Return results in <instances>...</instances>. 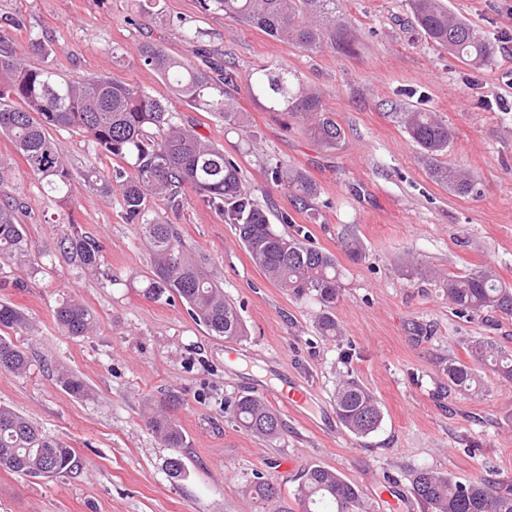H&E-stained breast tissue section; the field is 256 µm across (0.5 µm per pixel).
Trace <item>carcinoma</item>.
Listing matches in <instances>:
<instances>
[{
	"label": "carcinoma",
	"instance_id": "cac0c4a2",
	"mask_svg": "<svg viewBox=\"0 0 512 512\" xmlns=\"http://www.w3.org/2000/svg\"><path fill=\"white\" fill-rule=\"evenodd\" d=\"M205 11H221L224 17L242 22L281 42L304 50H315L325 40L349 47L347 31L340 22V0H199ZM418 26L437 46L447 49L473 67L487 65L493 46L483 32L467 20L452 16L442 0H410ZM161 27L181 33L188 44L199 41L200 31L178 17L156 14ZM143 67L155 72L168 94L152 95L140 87L116 82L105 75L70 80L52 67L26 64L8 45L0 46V134L7 136L22 156L28 172L46 188L58 205L71 202L73 172L58 150L52 130L67 129L87 138L91 150L120 161L111 171L95 166L83 179L96 192L109 196L119 192L126 221L139 224L150 255V270L140 282L143 297L166 302L179 301L193 322L207 334L236 342L246 331L237 307L224 298V290L208 277L207 258L192 255L175 225L150 207L153 200L180 205L184 191H194L200 200L234 226L239 241L267 280L297 300L319 305L317 328L335 339L341 329L333 310L340 295L341 270L336 257L308 241L304 228L281 233L255 203L245 187L240 166L224 147L177 121L172 99L210 112L228 129L243 126L241 113L224 97V70L215 63L201 67L189 59L172 55L163 42L143 41L135 46ZM246 91L267 112H280L299 119L314 142L335 149L346 138L335 114L323 104L319 93L286 67H262L249 75ZM412 141L428 162L429 175L448 190L466 196L477 192V180L468 170L438 163L448 150V126L433 113L418 110L398 113ZM270 182L288 191L303 206L319 196L317 183L305 172L269 169ZM23 205L10 198L0 200V259L29 260L27 238L18 213ZM68 230L57 241L59 251L69 255L86 271L98 269L103 246L85 235L67 214ZM343 249L353 262L363 258L360 240L349 235ZM443 288L458 316L473 320L489 311L512 316V288L501 284L490 267L464 275L443 278ZM65 335L80 338L92 334L96 318L82 303L66 299L54 311ZM27 326L26 317L13 304L0 302V327L9 330ZM469 360L448 359L444 371L448 382L468 393L480 385L479 369L486 368L499 379L512 383V354L485 337L467 343ZM30 360L11 337L0 335V372L22 375ZM57 382L71 396L83 399L89 389L79 375L59 369ZM179 399L171 395L147 415L146 425L163 444L173 449L166 468L172 477L182 472L180 449L186 438L174 411ZM336 414L354 435L375 432L383 419L379 401L353 378L342 381L335 395ZM224 412L250 435L266 440L279 437L283 422L279 414L259 396L242 393L224 400ZM78 466L73 449L49 438L28 419L0 406V468L31 477H61ZM250 492L272 501L277 489L261 471L252 473ZM412 494L424 512H512V481L480 478L458 481L427 469L416 472ZM295 499L300 512H357L361 490L338 472L324 466L305 471Z\"/></svg>",
	"mask_w": 512,
	"mask_h": 512
}]
</instances>
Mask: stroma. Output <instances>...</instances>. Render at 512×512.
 Wrapping results in <instances>:
<instances>
[{
	"label": "stroma",
	"instance_id": "1",
	"mask_svg": "<svg viewBox=\"0 0 512 512\" xmlns=\"http://www.w3.org/2000/svg\"><path fill=\"white\" fill-rule=\"evenodd\" d=\"M449 12L476 24L491 43L492 61L475 68L435 46L415 25L408 0H342L351 50L324 45L306 51L257 29L202 13L198 0H158L164 14L212 32L206 49L232 74L225 86L246 115L230 132L209 113L175 102L180 121L221 144L272 224L290 215L285 232L304 227L314 245L334 254L343 271L335 315L343 340L319 334L318 306L299 301L267 281L238 241L232 225L187 192L179 208L157 202L189 248L205 254L207 269L241 314L247 336L227 342L209 336L180 303L139 295L134 277L150 256L140 225L123 217L120 196L102 198L75 179L73 217L100 241L99 269L85 273L56 248L65 225L59 208L32 178L12 142L0 135V161L11 168L0 198L25 202L24 230L42 268L28 273L0 263V301L24 312L30 333L13 334L28 354L26 374L0 373V405L73 448L78 472L32 478L0 469V512H295L294 492L304 472L321 465L357 484L366 512H389L378 497L383 479L408 493L414 473L429 469L459 481L494 476L512 480V383L482 378V394L457 391L443 371L465 358L464 344L491 337L512 353V317L457 316L440 285L443 274L491 266L512 287V111L489 108L512 97V0H443ZM0 37L35 66L51 65L78 79L103 73L162 92L133 52L144 40L164 38L171 54L195 58L197 48L148 19H133L131 0H0ZM46 41L49 56L31 53ZM124 56L113 59V48ZM286 65L315 87L346 131L342 146L309 140L294 119L263 110L245 91V78L267 65ZM424 110L447 123L452 140L441 160L475 173L476 194L459 196L434 182L395 115ZM76 170L116 167L91 152L83 136L55 131ZM304 170L320 195L295 204L273 187L272 166ZM281 224V223H280ZM364 244L355 263L345 234ZM75 298L96 315L92 336L71 338L54 310ZM64 366L82 377L90 395L77 399L57 384ZM353 376L378 399L383 421L368 437L355 436L336 415L334 396ZM301 381L319 397L311 411L273 402L280 437L248 435L224 412L225 398ZM174 394L186 436L183 471L171 477V449L147 429L150 407ZM262 470L279 499L262 502L246 481ZM409 512H423L410 497Z\"/></svg>",
	"mask_w": 512,
	"mask_h": 512
}]
</instances>
